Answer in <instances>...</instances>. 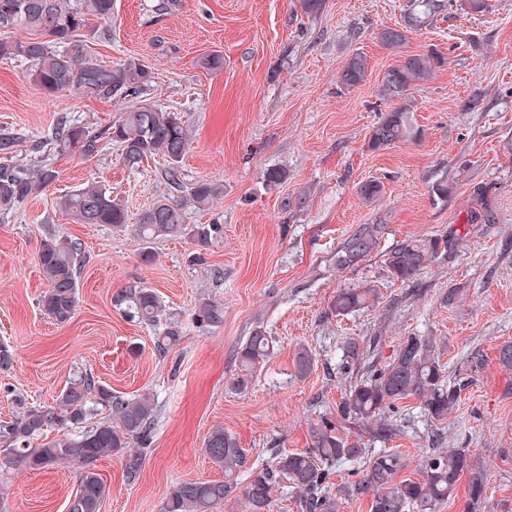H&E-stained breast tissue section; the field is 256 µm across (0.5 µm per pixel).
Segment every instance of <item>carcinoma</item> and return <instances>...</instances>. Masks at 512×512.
<instances>
[{"mask_svg":"<svg viewBox=\"0 0 512 512\" xmlns=\"http://www.w3.org/2000/svg\"><path fill=\"white\" fill-rule=\"evenodd\" d=\"M442 7L441 0H410L404 26L385 28L379 33L384 46L401 50L407 32L428 24ZM108 20L112 16V0H0V59L21 58L31 64L34 84L52 96L63 90L95 100L125 103L138 98L151 83V74L137 59H126L113 65L94 60L81 30L89 17ZM22 31L27 37H15ZM442 64L437 53L406 54L381 76L378 94L399 101L373 127L370 148L379 150L397 143L414 141L420 135L409 105V91L429 81L434 69ZM367 58L356 53L340 71V83L348 88L366 77ZM107 138L123 147L124 160L130 167L161 154L168 167V182L178 184V164L189 147L181 118L175 112L157 108L145 101L124 107L118 120L106 129ZM102 136L76 125L67 117L58 118L52 141L62 152L75 150L92 156L101 149ZM56 171L45 165L29 168L0 165V211L8 212L33 194L49 186ZM382 185L376 180L359 187V195L367 204L380 200ZM219 194V188L200 182L192 193L198 209L207 208ZM65 212L79 224H126L124 208L104 188L89 182L61 201ZM220 224H191L185 206L165 197L145 210L135 225L134 235L141 243L144 260L151 259L150 244L160 238L188 237L199 247H206L222 236ZM377 228L363 224L336 250L334 264L344 271L355 266L378 244ZM454 243L446 237H426L397 243L387 254L385 266L392 278L409 281L435 259L448 253ZM38 264L48 288L40 299L41 311L59 324L68 322L75 313L78 298L79 247L72 239L51 233L38 248ZM376 299L373 288H343L336 293L331 308L343 315L368 307ZM122 301L132 317L154 323L162 312L157 293L144 286L125 290ZM195 320L206 327L224 323L223 305L204 300L194 309ZM181 338L179 326H168L157 337L155 346L166 354ZM272 337L257 325L241 343L236 353L238 372L229 380L231 389L246 391L256 369L271 356ZM313 365L308 350L297 351L296 375L306 376ZM408 397L420 400L421 412L428 420L442 421L458 400L457 389L448 385L437 353V342L429 336H409L399 346L391 361L373 370L357 382L340 404L339 414L345 420L357 421L379 436L392 432L385 412L397 401ZM19 410L9 421L0 424V438L8 443L1 449L4 464L16 469L41 470L64 463L78 465V487L68 501L67 512H101L109 488L97 473L100 458L118 453L123 459L127 483L136 482L143 466L142 453L134 449L151 438L158 401L151 393L132 398L112 394V389L98 383L90 375L69 382L56 403L29 406L18 399ZM110 408L109 418L77 434L71 429L83 423L94 407ZM51 429L64 432L56 440L37 443ZM312 447L284 453L273 465L249 473L243 489L246 512H270L273 491L282 482L290 484L302 512H338L337 494L329 489L332 466L365 460L363 479L354 486L343 487L340 494L351 497L373 489L370 512H437L456 489L461 473H471L469 496L480 500L486 488L482 470L471 463L463 448L429 449L422 456L419 479L399 478L407 464L398 453H369L366 446L341 436L327 420L310 428ZM206 455L224 471L222 480L181 481L170 487L161 512H220L224 500L236 489V474L245 465V454L232 434L218 426L204 441Z\"/></svg>","mask_w":512,"mask_h":512,"instance_id":"obj_1","label":"carcinoma"}]
</instances>
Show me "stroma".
<instances>
[{
    "mask_svg": "<svg viewBox=\"0 0 512 512\" xmlns=\"http://www.w3.org/2000/svg\"><path fill=\"white\" fill-rule=\"evenodd\" d=\"M489 2L488 13L468 16L461 0H444L397 52L378 34L402 26L409 0H324L311 15L300 0H179L160 16L152 13L156 0H113L111 20L90 22L91 55L102 64L140 59L152 76L150 100L180 114L189 148L175 186L164 180L159 156L131 168L114 143L89 158L56 150L58 117L99 132L117 120L122 103L71 91L45 95L25 60H0V129L20 136L13 164L57 172L49 187L0 213V344L15 353L13 367L0 370V421L11 417L14 395L51 405L85 373L120 396L153 393L158 413L139 480L125 481L120 456L97 463L110 489L101 512H160L173 484L223 479L203 448L216 426L247 456L224 504V512H242L250 468L311 447L309 430L324 418L339 421L349 441L400 453L412 479L421 476L433 434H441L485 472L486 490L472 504L469 479L461 477L439 512H512V370L497 360L500 346L512 342V0ZM430 50L443 62L410 92L420 137L371 149L373 127L393 107L378 94L382 73L399 53ZM359 52L366 77L345 88L339 73ZM214 54L221 69L204 64ZM271 168L287 173L273 188L265 185ZM369 180L383 184L373 205L358 193ZM89 181L124 206L127 227L78 224L59 207L61 196ZM201 181L220 189L204 210L190 205ZM442 181L452 189L443 201L432 191ZM478 188L493 223L470 221ZM166 195L188 204L190 223L223 225V238L203 250L161 238L143 260L131 227ZM362 224L380 225L377 248L337 270V246ZM54 230L79 242L84 255L76 311L64 324L39 307L46 284L37 252ZM455 233L463 239L450 258L406 282L389 276L384 256L396 242ZM133 282L160 296L158 322L130 319L120 307L118 295ZM359 285L375 288L372 306L332 311L338 289ZM204 299L223 303V325L193 320ZM171 322L181 339L158 355L155 340ZM258 325L275 351L246 392L231 391L237 349ZM414 335L445 342L444 376L459 389L447 418L426 426L418 399L407 398L390 412L394 433L385 441L340 420L337 407L363 372L345 362L343 344L373 346L381 365ZM301 348L314 359L303 378L293 365ZM76 489L70 464L1 467L0 512H67Z\"/></svg>",
    "mask_w": 512,
    "mask_h": 512,
    "instance_id": "obj_1",
    "label": "stroma"
}]
</instances>
